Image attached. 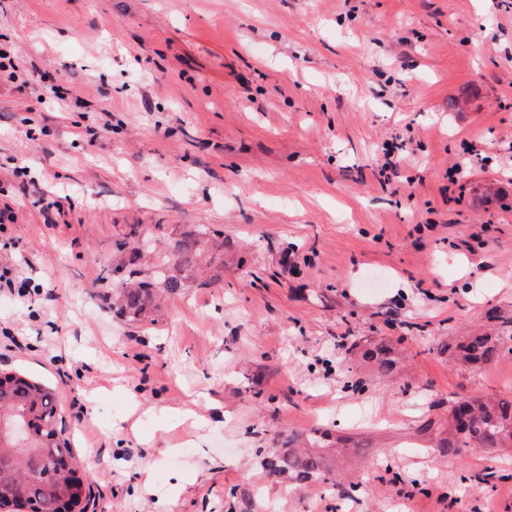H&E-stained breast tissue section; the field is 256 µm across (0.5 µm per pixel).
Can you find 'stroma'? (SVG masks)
I'll use <instances>...</instances> for the list:
<instances>
[{"label": "stroma", "mask_w": 512, "mask_h": 512, "mask_svg": "<svg viewBox=\"0 0 512 512\" xmlns=\"http://www.w3.org/2000/svg\"><path fill=\"white\" fill-rule=\"evenodd\" d=\"M0 46L41 76L0 79V260L40 286L0 294V370L54 386L90 512H512V447L423 429L512 398V355L447 351L512 321V0H0ZM202 226L188 288L112 314L116 241ZM377 340L398 371L361 361ZM316 429L354 452L269 481ZM498 333L480 332L464 337L461 341L448 345V356L457 362L473 367L491 365L512 354V347L506 349L505 339ZM326 437V433L314 430L307 437L309 448H272L264 463L267 478L272 483L302 484L321 477L325 470V461L323 456L312 448H325L322 442Z\"/></svg>", "instance_id": "1"}]
</instances>
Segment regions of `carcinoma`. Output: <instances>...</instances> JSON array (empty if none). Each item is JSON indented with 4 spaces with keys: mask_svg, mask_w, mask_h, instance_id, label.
<instances>
[{
    "mask_svg": "<svg viewBox=\"0 0 512 512\" xmlns=\"http://www.w3.org/2000/svg\"><path fill=\"white\" fill-rule=\"evenodd\" d=\"M209 233L200 231L171 243L173 263L162 272L138 278L136 269L142 252L128 241L116 243V251L128 253L127 260L104 269L103 279L112 281L111 293L104 299L116 313L130 322H142L157 307L159 292L177 295L187 283L198 257L209 244ZM512 354L505 337L480 332L448 346V356L473 367L491 365ZM361 357L381 375L396 366L393 349L375 343L364 349ZM14 421H24L30 429V443L20 445L11 439L7 428ZM62 409L55 393L41 383L17 371L0 375V500L24 493L34 497L40 512H57L56 499L64 488L56 472L42 464L55 455L71 456L68 438L59 427ZM327 434L319 430L307 437L308 447L274 448L265 461L267 478L273 483L314 481L325 470L323 447ZM512 447V399L483 401L470 398L454 400L448 406V428L435 436V451L442 457L456 456L467 448H482L493 453Z\"/></svg>",
    "mask_w": 512,
    "mask_h": 512,
    "instance_id": "cac0c4a2",
    "label": "carcinoma"
}]
</instances>
